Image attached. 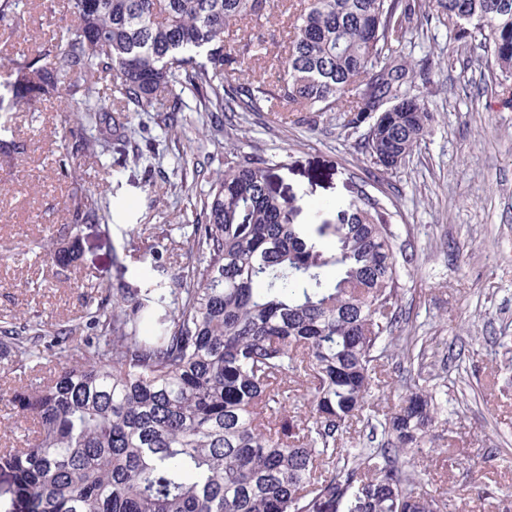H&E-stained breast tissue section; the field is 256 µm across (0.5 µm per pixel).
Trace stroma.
<instances>
[{"instance_id":"stroma-1","label":"stroma","mask_w":512,"mask_h":512,"mask_svg":"<svg viewBox=\"0 0 512 512\" xmlns=\"http://www.w3.org/2000/svg\"><path fill=\"white\" fill-rule=\"evenodd\" d=\"M68 0H25L20 28L0 25V114L27 144L0 155V320H77L85 298L75 277L96 270L132 288H166L193 262L180 240L178 216L208 190L194 161L201 123L196 112L163 132L149 112H131L132 135L106 140L58 175L53 157L67 135L64 98L35 108L16 104L12 63L34 54L73 18ZM413 60L452 57L434 69L424 94L434 119L410 160L371 183L394 214L399 241L413 262L402 276L403 316L382 360L385 393L372 415L397 404L419 378L448 395L431 439L414 464L427 489L451 492L464 512H505L512 499V102L495 82L468 69L467 52L446 27L431 22L414 37ZM338 113L312 125L275 107L229 112L225 137L210 147L211 170L232 146L273 164V186L291 203L290 221L315 230L335 224L369 164L363 130L341 132ZM100 187L108 224L74 231L75 260L65 272L43 261L39 245L50 226L68 223L74 190ZM422 337V362L404 359L406 337Z\"/></svg>"}]
</instances>
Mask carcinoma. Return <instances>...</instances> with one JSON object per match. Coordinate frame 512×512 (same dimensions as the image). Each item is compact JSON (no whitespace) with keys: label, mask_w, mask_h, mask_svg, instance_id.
I'll use <instances>...</instances> for the list:
<instances>
[{"label":"carcinoma","mask_w":512,"mask_h":512,"mask_svg":"<svg viewBox=\"0 0 512 512\" xmlns=\"http://www.w3.org/2000/svg\"><path fill=\"white\" fill-rule=\"evenodd\" d=\"M22 0H0V23L21 21ZM78 23L13 62V95L36 103L60 79L78 111L55 163L92 154L127 125L108 91L144 109L159 90L170 104L156 125L175 128L192 94L206 133L224 134V113L272 101L310 120L344 114L345 131L368 125L364 149L384 175L409 159L426 132L429 103L406 35L429 18L420 0H68ZM291 19L277 39L272 19ZM454 39L492 59L495 82L512 81V0H432ZM280 63L256 75L261 51ZM0 117V153L23 154ZM356 188L339 224L311 235L288 222L290 203L270 162L235 148L201 199L204 221L184 226L194 262L154 295L89 270L83 320L49 328L21 317L0 325V360L32 374L63 358L50 379L13 390L29 425L21 446H0L5 512H442L399 465L426 444L444 403L417 383L380 420L365 414L381 387L380 361L402 315V272L393 212ZM103 192L83 190L70 223L51 232L43 258L66 268L60 243L81 224L109 219ZM153 304L168 314L152 321ZM360 423L381 430L355 452Z\"/></svg>","instance_id":"obj_1"}]
</instances>
